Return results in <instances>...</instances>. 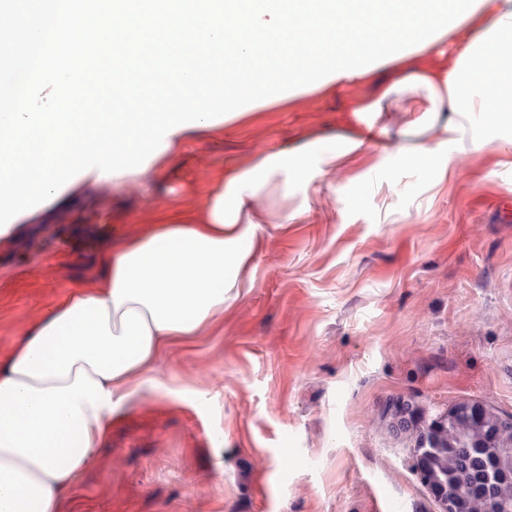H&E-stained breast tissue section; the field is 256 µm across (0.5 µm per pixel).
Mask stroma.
I'll return each mask as SVG.
<instances>
[{
  "label": "stroma",
  "instance_id": "obj_1",
  "mask_svg": "<svg viewBox=\"0 0 512 512\" xmlns=\"http://www.w3.org/2000/svg\"><path fill=\"white\" fill-rule=\"evenodd\" d=\"M469 27L385 69H448ZM374 79L181 140L149 178L82 183L0 241V362L60 298L93 290L100 243L120 249L169 214L202 216L229 170L348 131ZM382 103L385 140L428 107ZM448 169L385 163L365 145L312 185H289L298 224L263 225L255 286L193 337L167 344L146 392L112 422L59 512H441L414 469L421 433L461 403L512 415V146L470 148L465 114ZM361 203H354V196ZM414 426L392 427L394 402Z\"/></svg>",
  "mask_w": 512,
  "mask_h": 512
}]
</instances>
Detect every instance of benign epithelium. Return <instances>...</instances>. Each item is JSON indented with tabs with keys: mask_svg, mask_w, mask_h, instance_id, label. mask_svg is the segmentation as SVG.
Wrapping results in <instances>:
<instances>
[{
	"mask_svg": "<svg viewBox=\"0 0 512 512\" xmlns=\"http://www.w3.org/2000/svg\"><path fill=\"white\" fill-rule=\"evenodd\" d=\"M461 417L466 427L476 433L472 445L487 449L495 461L488 484L479 492L478 512H506L512 508V415H502L479 403L457 406L443 418L430 423L422 439L440 435L447 428V421ZM413 425V413L409 405L398 402L394 406L393 427L406 430ZM415 470L441 506V512H463L462 499L455 490L456 481L443 482L429 470L424 457L413 455Z\"/></svg>",
	"mask_w": 512,
	"mask_h": 512,
	"instance_id": "1",
	"label": "benign epithelium"
}]
</instances>
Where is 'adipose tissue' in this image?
I'll return each instance as SVG.
<instances>
[{"instance_id":"ef3b65f1","label":"adipose tissue","mask_w":512,"mask_h":512,"mask_svg":"<svg viewBox=\"0 0 512 512\" xmlns=\"http://www.w3.org/2000/svg\"><path fill=\"white\" fill-rule=\"evenodd\" d=\"M472 35L443 73L412 70L403 84L428 89L433 113L469 114L481 150L499 134L512 138V97H494L490 53L512 35V0H482L467 19ZM380 102L359 103L354 128L266 153L225 177L200 223L171 216L118 250L102 251L95 290L55 304L0 363V512H56L59 500L91 464L112 420L141 390L155 386L152 365L162 345L187 338L254 287L248 265L267 219L295 224L308 210L287 207L295 177L316 179L384 135ZM279 198L274 214L260 209Z\"/></svg>"}]
</instances>
